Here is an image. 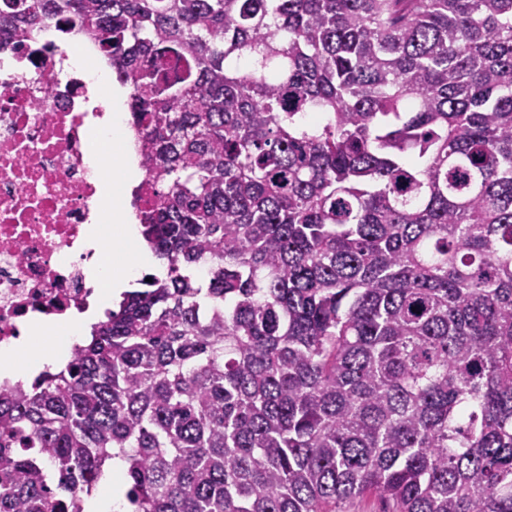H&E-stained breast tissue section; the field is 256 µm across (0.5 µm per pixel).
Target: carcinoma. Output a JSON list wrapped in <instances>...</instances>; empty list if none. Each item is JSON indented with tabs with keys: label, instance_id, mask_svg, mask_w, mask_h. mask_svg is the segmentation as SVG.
Instances as JSON below:
<instances>
[{
	"label": "carcinoma",
	"instance_id": "1",
	"mask_svg": "<svg viewBox=\"0 0 512 512\" xmlns=\"http://www.w3.org/2000/svg\"><path fill=\"white\" fill-rule=\"evenodd\" d=\"M47 22L130 86L166 273L0 387V512L116 458L131 512H512V0H0Z\"/></svg>",
	"mask_w": 512,
	"mask_h": 512
}]
</instances>
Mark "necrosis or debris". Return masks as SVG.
<instances>
[{"mask_svg": "<svg viewBox=\"0 0 512 512\" xmlns=\"http://www.w3.org/2000/svg\"><path fill=\"white\" fill-rule=\"evenodd\" d=\"M54 32L20 45L0 29V352L24 323L84 313L102 258L90 238L105 195L91 133L105 109L91 92L106 73L94 43L65 47Z\"/></svg>", "mask_w": 512, "mask_h": 512, "instance_id": "1", "label": "necrosis or debris"}]
</instances>
